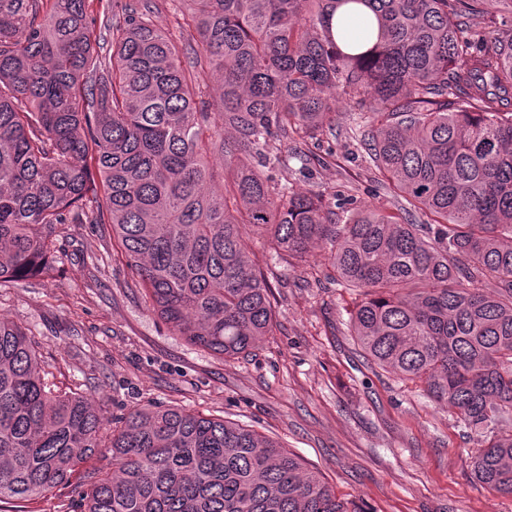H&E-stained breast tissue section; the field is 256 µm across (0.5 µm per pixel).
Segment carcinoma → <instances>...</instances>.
Listing matches in <instances>:
<instances>
[{"mask_svg":"<svg viewBox=\"0 0 512 512\" xmlns=\"http://www.w3.org/2000/svg\"><path fill=\"white\" fill-rule=\"evenodd\" d=\"M186 2L201 51L184 62L154 0L101 18L89 0H0V281L52 270L60 226L98 197L95 169L151 311L233 360L277 325L246 238L283 260L325 246L360 292L349 321L368 360L452 406L482 437L473 477L512 495V0ZM342 98L371 114L364 145L397 205L334 224L323 194L271 184L267 155L224 130L312 138ZM105 402L58 389L0 317V503L106 454L77 512H358L249 425L148 405L108 431Z\"/></svg>","mask_w":512,"mask_h":512,"instance_id":"cac0c4a2","label":"carcinoma"}]
</instances>
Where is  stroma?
<instances>
[{
  "label": "stroma",
  "mask_w": 512,
  "mask_h": 512,
  "mask_svg": "<svg viewBox=\"0 0 512 512\" xmlns=\"http://www.w3.org/2000/svg\"><path fill=\"white\" fill-rule=\"evenodd\" d=\"M155 4L180 55L199 50L180 0ZM369 128L355 104H341L316 138L279 142L263 173L293 191L323 193L332 206L389 205L362 143ZM247 246L274 287L277 328L244 358L227 361L174 335L150 310L111 225L90 216L62 225L52 276L0 283V315L39 343L61 388L108 394L107 422L146 404L243 422L300 456L359 512H512V496L471 475L480 436L366 359L348 326L355 293L338 284L327 249L289 263L261 236ZM107 465L93 458L46 497L0 512H74L87 468Z\"/></svg>",
  "instance_id": "35a3bbf8"
}]
</instances>
